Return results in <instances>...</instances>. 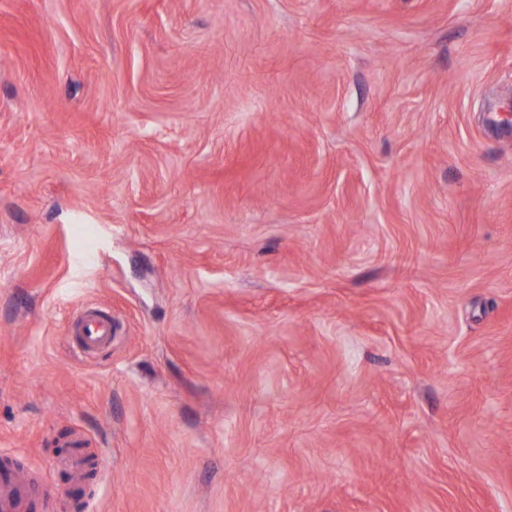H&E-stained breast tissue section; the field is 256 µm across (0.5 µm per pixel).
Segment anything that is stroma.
Segmentation results:
<instances>
[{
  "mask_svg": "<svg viewBox=\"0 0 512 512\" xmlns=\"http://www.w3.org/2000/svg\"><path fill=\"white\" fill-rule=\"evenodd\" d=\"M511 106L512 0H0L23 512H512ZM70 330V336H74L75 348L82 356L112 347V315L99 305L83 307Z\"/></svg>",
  "mask_w": 512,
  "mask_h": 512,
  "instance_id": "stroma-1",
  "label": "stroma"
}]
</instances>
